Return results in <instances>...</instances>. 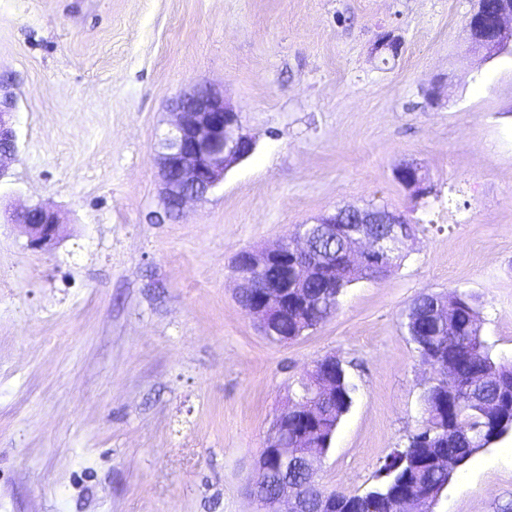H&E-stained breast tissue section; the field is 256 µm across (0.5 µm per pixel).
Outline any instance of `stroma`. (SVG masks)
Listing matches in <instances>:
<instances>
[{
	"label": "stroma",
	"instance_id": "stroma-1",
	"mask_svg": "<svg viewBox=\"0 0 512 512\" xmlns=\"http://www.w3.org/2000/svg\"><path fill=\"white\" fill-rule=\"evenodd\" d=\"M477 4L0 0L18 136L0 179V512H257L265 438L326 357L352 404L316 479L365 492L436 376L403 325L422 292L472 298L512 364V61L472 45ZM201 86L255 150L180 219L149 223L171 102ZM405 164L431 195L396 180ZM35 204L64 222L52 250L9 220ZM369 205L418 225L414 245L324 323L270 342L238 300V253ZM435 512H512V434ZM395 177L398 182L412 191L415 197H424L432 193L428 178L421 169L414 164H405L396 170Z\"/></svg>",
	"mask_w": 512,
	"mask_h": 512
}]
</instances>
